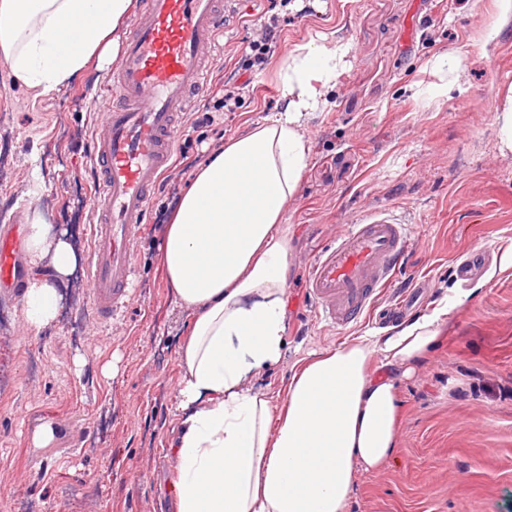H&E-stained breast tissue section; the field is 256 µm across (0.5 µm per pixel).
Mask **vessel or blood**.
<instances>
[{
  "label": "vessel or blood",
  "instance_id": "1",
  "mask_svg": "<svg viewBox=\"0 0 512 512\" xmlns=\"http://www.w3.org/2000/svg\"><path fill=\"white\" fill-rule=\"evenodd\" d=\"M222 0H145L103 95L107 122L96 132L101 176L92 198L95 224L88 260L92 306L109 320L136 283V230L170 166L189 99H201L213 68L201 46L219 52ZM412 248L407 225L383 212L349 225L308 263L306 287L315 316L347 328L374 316L382 293ZM27 274L19 225L0 228V288Z\"/></svg>",
  "mask_w": 512,
  "mask_h": 512
}]
</instances>
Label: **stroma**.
<instances>
[{
    "mask_svg": "<svg viewBox=\"0 0 512 512\" xmlns=\"http://www.w3.org/2000/svg\"><path fill=\"white\" fill-rule=\"evenodd\" d=\"M273 15L274 53L249 72L247 39ZM498 16V0H230L223 55L182 119L174 181L155 190L138 228V286L110 323L92 309L87 262L93 130L106 117L97 103L115 60L45 96L14 83L0 61V225L41 211L78 254L53 327L32 331L21 300L0 292V512H172L190 318L157 262L162 228L197 164L281 110V65L314 34L351 51L327 106L303 124L310 159L285 218V355L257 386L284 396L312 354L387 328L319 323L306 289L308 258L365 214L381 208L411 227L416 247L394 285L409 317L459 287L454 266L467 253L494 257L511 245L512 153L500 148L496 115L512 85V21ZM446 51L463 60L458 86L425 99L437 81L430 62ZM230 79L252 82L235 112L222 111L218 93ZM210 107L218 114L208 125ZM476 280L480 294L449 315L438 347L402 383L395 458L361 475L349 512H512V277L488 265ZM43 424L54 436L35 442Z\"/></svg>",
    "mask_w": 512,
    "mask_h": 512,
    "instance_id": "stroma-1",
    "label": "stroma"
}]
</instances>
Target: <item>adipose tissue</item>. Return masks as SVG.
<instances>
[{
  "label": "adipose tissue",
  "mask_w": 512,
  "mask_h": 512,
  "mask_svg": "<svg viewBox=\"0 0 512 512\" xmlns=\"http://www.w3.org/2000/svg\"><path fill=\"white\" fill-rule=\"evenodd\" d=\"M132 7L133 0H0V59L15 82L49 94L116 45ZM350 49L319 34L292 50L281 68L284 112L200 163L165 229L161 266L191 313L172 440L176 512H349L359 475L385 469L397 451L402 379L473 294L456 289L432 313L318 355L293 373L284 402L253 386L283 358L285 213L310 156L303 120L326 106ZM26 250L35 271L22 306L39 331L56 321L77 255L38 211L26 218ZM376 361L396 376H374Z\"/></svg>",
  "instance_id": "ef3b65f1"
}]
</instances>
